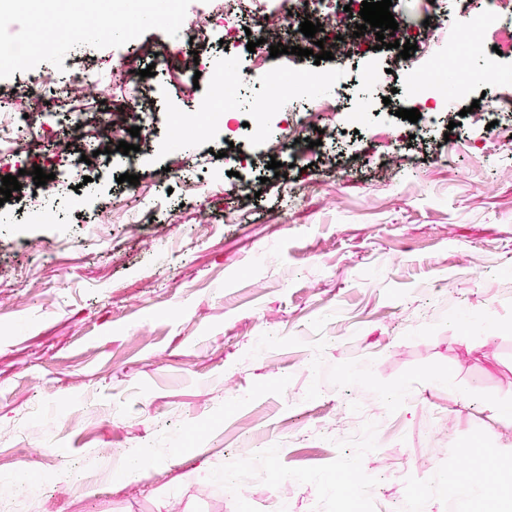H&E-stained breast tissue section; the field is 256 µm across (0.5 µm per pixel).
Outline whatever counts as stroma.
<instances>
[{"mask_svg": "<svg viewBox=\"0 0 512 512\" xmlns=\"http://www.w3.org/2000/svg\"><path fill=\"white\" fill-rule=\"evenodd\" d=\"M418 42L467 35L460 0H392ZM184 23L202 18L200 78L178 70L142 80L125 101L114 74L167 44L175 25L135 22L137 0H8L0 12V99L28 74L97 70L101 84L55 95L44 126L16 166L13 215L0 224V482L21 463L38 472L26 499L0 512H348L359 494L335 490L346 460L369 480L373 512H512V467L487 460L486 490L448 494L467 478L463 447L512 452V427L491 406L512 405V80L489 78L484 55L467 71L470 99L489 113L500 143L442 105L418 122L398 49L354 35L359 0L323 39L343 37V63L289 53L283 74L213 75L226 50L247 66L251 0H180ZM135 40H128L130 26ZM327 83L344 103L307 129L316 151L275 152L247 108L284 119L295 77ZM232 96L229 128L199 129L219 85ZM126 104L137 150L81 159L58 153L69 115L83 139L110 105ZM150 109L142 120V109ZM188 146L164 149L173 126ZM286 165L276 176L271 160ZM68 171L55 220L28 218L33 166ZM204 191L189 195L195 173ZM140 177L137 192L120 183ZM157 220L141 224L137 215ZM259 448L275 449L267 460ZM154 460L134 483L109 479L127 454ZM97 491L84 493L86 482Z\"/></svg>", "mask_w": 512, "mask_h": 512, "instance_id": "obj_1", "label": "stroma"}]
</instances>
